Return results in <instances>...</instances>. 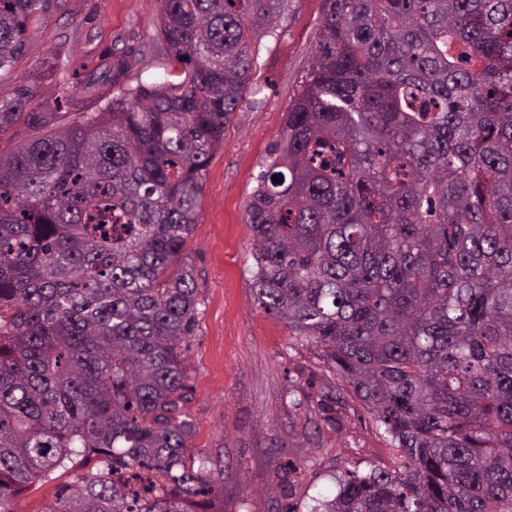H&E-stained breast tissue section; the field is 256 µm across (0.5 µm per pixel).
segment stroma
<instances>
[{"instance_id": "35a3bbf8", "label": "stroma", "mask_w": 512, "mask_h": 512, "mask_svg": "<svg viewBox=\"0 0 512 512\" xmlns=\"http://www.w3.org/2000/svg\"><path fill=\"white\" fill-rule=\"evenodd\" d=\"M327 0H290L277 38H265L252 88L224 129L203 182L200 217L184 247L200 305L194 336L182 345L180 410L194 425L193 453L224 454V512H307L335 494L332 474L386 463L389 449L358 402L336 414L318 405L330 373L314 348L294 341L285 322L255 301L246 208L256 178L282 135L285 112L312 64ZM157 0H49L26 29L27 48L0 69V98L34 86L31 108L67 125L125 86L161 75ZM129 52L119 84L104 77L110 52ZM301 392L293 406L289 390ZM288 475L280 486L277 476ZM67 476L34 483L14 512H45Z\"/></svg>"}]
</instances>
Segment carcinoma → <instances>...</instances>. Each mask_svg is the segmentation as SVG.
<instances>
[{
  "instance_id": "1",
  "label": "carcinoma",
  "mask_w": 512,
  "mask_h": 512,
  "mask_svg": "<svg viewBox=\"0 0 512 512\" xmlns=\"http://www.w3.org/2000/svg\"><path fill=\"white\" fill-rule=\"evenodd\" d=\"M159 2L164 80L56 128L28 86L0 99V133L39 129L0 153V512L57 471L45 512H224V458L189 454L179 414L181 255L288 0ZM328 3L248 205L250 273L394 467L308 512H512V0ZM44 9L0 0V69Z\"/></svg>"
}]
</instances>
